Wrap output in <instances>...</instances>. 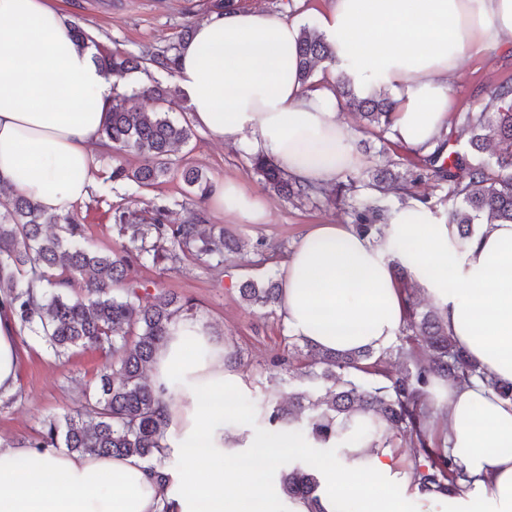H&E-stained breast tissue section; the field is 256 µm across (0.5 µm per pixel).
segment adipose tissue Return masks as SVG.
<instances>
[{"mask_svg": "<svg viewBox=\"0 0 512 512\" xmlns=\"http://www.w3.org/2000/svg\"><path fill=\"white\" fill-rule=\"evenodd\" d=\"M51 0H0V182L64 215L90 194L114 80ZM317 29L334 60L325 82L298 79L295 19L241 7L209 14L180 49L175 82L194 121L217 141L247 139L303 183L335 185L361 163L340 123L345 80L394 104L391 136L431 152L448 129L452 79L466 57L512 48V0H330ZM220 214L265 223V201L234 180L214 183ZM413 240L410 249L402 248ZM441 313L449 334L489 373L512 382V223L484 224L469 241L420 204L393 211L382 238L347 224H318L279 262L281 306L292 335L329 350L382 349L405 312L394 265ZM206 321H174L149 371L164 392L169 451L178 468L154 474L136 456L24 448L0 439V512H345L336 487L356 481L359 512H512V401L480 382L437 381L445 441L472 480L461 495L411 483L396 449L355 440L335 450L285 437L273 444L224 426V401L243 383ZM20 331L0 304V395L18 386ZM309 462L315 501L281 507L280 456Z\"/></svg>", "mask_w": 512, "mask_h": 512, "instance_id": "1", "label": "adipose tissue"}]
</instances>
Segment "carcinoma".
Segmentation results:
<instances>
[{
	"mask_svg": "<svg viewBox=\"0 0 512 512\" xmlns=\"http://www.w3.org/2000/svg\"><path fill=\"white\" fill-rule=\"evenodd\" d=\"M178 51L172 45L140 56L99 54L101 67L118 83L133 73L149 78L136 92L141 105L134 111L127 107V92L114 94L102 138L113 150L140 158L135 168L113 166L112 182L148 188L175 170L203 202L213 183L186 159H175L191 139L192 127L187 121L170 120L171 93L153 76L173 74ZM298 51L299 80L313 88L315 66L332 60L331 47L316 30L304 27ZM336 93L366 123L369 133L385 139L393 120L388 97H362L344 80L337 82ZM461 125L469 133L466 153H444L446 138L433 152L419 156L418 171L410 179L398 181L390 170L394 161L388 159L376 170L371 187L432 210L431 199L417 193L418 183L429 175L448 182V223L456 225L459 239L466 242L484 222L512 223V84L490 89L481 109L464 113ZM493 143L501 149L491 163L484 154ZM249 164L277 194L300 202H339L350 208L357 232L381 236L388 212L358 200L357 180L349 178L329 190L293 180L263 154L251 155ZM205 222L201 210L180 224L172 222L162 200L143 209L121 205L112 209V223L132 247L101 251L90 244L76 215L49 214L33 198L0 183V302L9 307L21 331L37 336L58 359L77 348L105 349L112 357L74 412L47 417L42 429L20 445L66 448L91 456H138L159 466L168 463L169 422L158 407L148 371L169 325L177 317L193 315L194 304L129 278L128 269L148 257L156 265L191 257L214 259L220 266L224 256L240 253L236 239L222 230L215 234L203 229ZM395 277L406 303L400 344L378 352L328 351L306 339L284 337V354L274 364L298 366L311 386L289 392L284 405L265 404L259 417L276 439L300 428L307 437L333 448H343L356 437L372 440L374 447L407 448L413 482L456 493L463 490L467 477L436 433L440 411L430 396L433 381L476 379L510 400L512 384L498 382L470 359L448 334L437 308L421 309L416 297L420 288L403 267H395ZM239 294L251 307L273 308L280 302L281 287L272 278L249 277L240 283ZM393 361L400 364L396 374L389 370ZM356 415L365 417L356 430H336L337 417ZM318 487L314 470L306 464L282 472L281 489L289 499L312 500Z\"/></svg>",
	"mask_w": 512,
	"mask_h": 512,
	"instance_id": "cac0c4a2",
	"label": "carcinoma"
}]
</instances>
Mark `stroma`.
Here are the masks:
<instances>
[{
	"label": "stroma",
	"instance_id": "obj_1",
	"mask_svg": "<svg viewBox=\"0 0 512 512\" xmlns=\"http://www.w3.org/2000/svg\"><path fill=\"white\" fill-rule=\"evenodd\" d=\"M57 7L85 31L91 32L99 45L119 52L140 53L148 48H164L178 42L184 26L209 12L210 0H55ZM268 13L296 19L301 25L314 26L316 15L328 0H240ZM512 81V50L488 57L465 59L456 75L454 94L457 112L451 115L448 130L457 151H466V136L458 132L459 115L477 111L487 98L491 87ZM339 118L354 133L356 139H367L369 147L363 155L366 164L355 170L362 182L358 198L364 202L382 201L395 209L396 196L377 198L369 187L368 172L381 153L400 157L399 172L412 170L414 156L406 150L365 137L361 121L349 109H342ZM183 154L211 180L238 181L248 193L269 205L266 223L247 224L218 214L211 204H198L194 194L180 179H171L158 187L145 190L126 182L112 184L108 176L114 162L109 150L98 156L100 180L90 197L78 204L75 211L85 225L91 243L101 250L119 249L125 240L118 236L112 223V209L120 204L145 205L162 199L169 203L177 219L188 217L192 211L204 210L206 229L225 230L244 241V261L226 262L213 269L208 264L185 260L175 269L145 262L131 268L134 279L156 283L158 287L192 299L199 317L209 322L224 338L225 346L239 354V373L244 381V393L237 402L241 409L255 403L287 397L298 380L292 372L274 366L276 356L282 355L283 336L287 335L280 308L257 310L242 302L238 285L247 276L263 278L276 273L274 263L263 260L257 249L264 242L289 252L306 230L315 224H348L352 217L348 207L320 201L292 204L276 195L248 170L251 148L248 141L219 143L201 128H194ZM107 360L98 350H75L68 359L59 361L50 356L34 337L22 336L18 387L13 402L0 409V438L21 440L35 435L42 421L73 408L85 383L93 381Z\"/></svg>",
	"mask_w": 512,
	"mask_h": 512
}]
</instances>
